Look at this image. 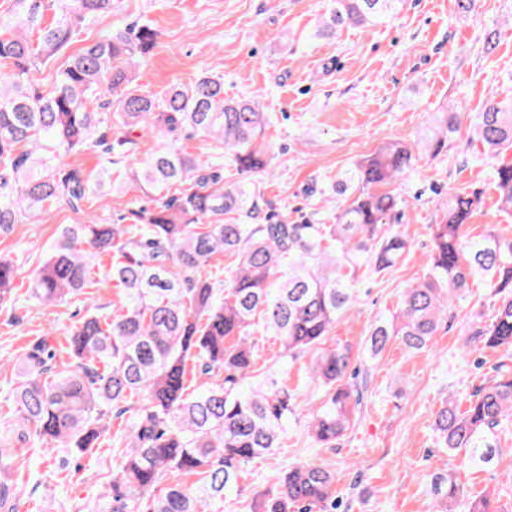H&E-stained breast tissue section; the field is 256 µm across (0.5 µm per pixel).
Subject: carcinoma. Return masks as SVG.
<instances>
[{
    "mask_svg": "<svg viewBox=\"0 0 512 512\" xmlns=\"http://www.w3.org/2000/svg\"><path fill=\"white\" fill-rule=\"evenodd\" d=\"M403 0H327L315 35L333 37L395 14ZM114 7V0H13L0 14V237L51 207L86 213L96 185L68 167L71 152L100 150L135 154L140 134L159 139L157 150L126 178L154 207L131 211L132 224L62 226L52 253L29 280L30 298L56 306L91 286L114 288L119 313L99 305L66 334L69 361L52 363L51 333L36 339L21 361L14 407L0 431V512H16L7 477L24 449L41 445L87 452L106 430V417L131 418L114 435L118 473L92 512H203L204 505L237 486L252 460L274 452L295 395L276 373L258 366L256 316L263 332L280 343L279 359L314 352L311 372L327 399L311 414L314 442L334 448L360 404L346 383L354 356L347 344L326 346L339 315L355 299L354 283L365 267H393L409 240L392 221L404 200L389 186L422 155L448 150L457 113H436L415 143L393 140L338 172L329 184L313 181L312 198L349 193L330 224H264L262 189L253 179L273 146L264 141L270 119L252 99L224 96V77L202 74L158 98L133 88V66L155 47L158 32L147 20L66 50L88 26ZM51 20H45L46 13ZM61 61L46 90L33 73ZM476 113L475 158L493 160L491 179L499 209L512 212V86ZM184 135L213 141L239 178L224 181L213 166L179 146ZM480 204V194L450 193L439 223L432 225L433 251L423 279L406 288L399 311L372 326L366 349L382 354L399 341L414 352L428 348L448 308L466 299L471 280L492 288V322L471 335L485 347L512 349V238L490 230L479 240L461 233ZM238 213L248 224H226ZM224 253L236 266L224 289L201 277ZM112 264L91 278L95 261ZM16 269L0 256V306L15 288ZM191 370L203 378L186 394ZM512 422V372L497 371L464 411L443 401L432 430L435 445L462 452L489 467L499 432ZM169 473L195 474L198 484H175L151 494ZM331 471L300 462L275 489L258 496L260 512H306L332 499ZM438 512H453L460 487L451 471L430 480Z\"/></svg>",
    "mask_w": 512,
    "mask_h": 512,
    "instance_id": "cac0c4a2",
    "label": "carcinoma"
}]
</instances>
